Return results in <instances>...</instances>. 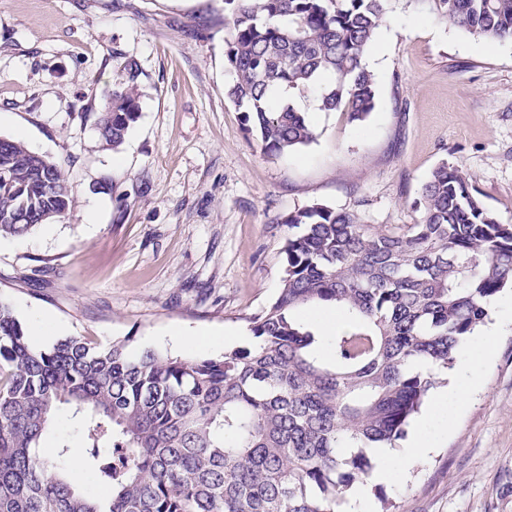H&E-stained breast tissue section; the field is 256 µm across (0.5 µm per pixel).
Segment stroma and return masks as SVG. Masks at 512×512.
Segmentation results:
<instances>
[{
    "label": "stroma",
    "mask_w": 512,
    "mask_h": 512,
    "mask_svg": "<svg viewBox=\"0 0 512 512\" xmlns=\"http://www.w3.org/2000/svg\"><path fill=\"white\" fill-rule=\"evenodd\" d=\"M224 0H0V137L68 177L67 214L0 244V298L39 348L97 347L218 357L252 344L250 318L277 296L289 213L319 203L381 228L423 217L441 162L472 177L512 224V43L469 36L387 0L366 57L377 105L362 123L313 109L310 145L264 152L230 101ZM140 68V111L106 146L97 117L124 58ZM498 344L451 432L398 482L373 486L396 512H512V291L487 323ZM212 332L188 349L174 332Z\"/></svg>",
    "instance_id": "35a3bbf8"
}]
</instances>
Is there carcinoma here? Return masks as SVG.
<instances>
[{"label": "carcinoma", "instance_id": "cac0c4a2", "mask_svg": "<svg viewBox=\"0 0 512 512\" xmlns=\"http://www.w3.org/2000/svg\"><path fill=\"white\" fill-rule=\"evenodd\" d=\"M387 0H224L233 76L227 94L271 154L316 139L308 114L275 96L318 92L317 110L364 121L376 107L366 56ZM465 34L512 41V0H418ZM97 119L112 148L138 117L140 70ZM418 224L378 229L319 204L288 215L276 300L252 321L256 342L216 358L98 349L67 337L34 347L0 300V512H339L395 448L454 368L459 348L512 288V224L443 162L422 185ZM61 168L0 138V237L19 238L69 209ZM343 310L330 337L297 313ZM78 421L93 496L67 472L66 446L41 454L56 414Z\"/></svg>", "mask_w": 512, "mask_h": 512}]
</instances>
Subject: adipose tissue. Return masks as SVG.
Returning a JSON list of instances; mask_svg holds the SVG:
<instances>
[{"instance_id": "1", "label": "adipose tissue", "mask_w": 512, "mask_h": 512, "mask_svg": "<svg viewBox=\"0 0 512 512\" xmlns=\"http://www.w3.org/2000/svg\"><path fill=\"white\" fill-rule=\"evenodd\" d=\"M496 344L492 334H480L470 338V357L465 369L456 377L448 392L437 395L430 410L416 424L406 452L399 453L390 448L373 449L376 466L369 477L370 483L387 484L406 474L415 461L428 455L438 443L439 435L447 434L452 423L441 415L448 404L464 402L477 386L482 365Z\"/></svg>"}]
</instances>
